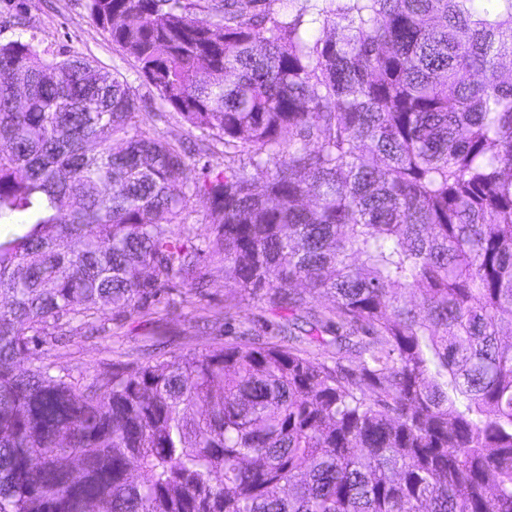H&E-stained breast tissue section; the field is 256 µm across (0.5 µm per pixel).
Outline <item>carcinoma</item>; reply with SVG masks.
I'll list each match as a JSON object with an SVG mask.
<instances>
[{
	"instance_id": "obj_1",
	"label": "carcinoma",
	"mask_w": 512,
	"mask_h": 512,
	"mask_svg": "<svg viewBox=\"0 0 512 512\" xmlns=\"http://www.w3.org/2000/svg\"><path fill=\"white\" fill-rule=\"evenodd\" d=\"M320 2L88 0L224 144L192 183L120 74L0 42V512H512V0ZM217 261L276 335L21 367Z\"/></svg>"
}]
</instances>
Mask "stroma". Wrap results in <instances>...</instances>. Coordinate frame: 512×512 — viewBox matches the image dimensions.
<instances>
[{
  "label": "stroma",
  "instance_id": "obj_1",
  "mask_svg": "<svg viewBox=\"0 0 512 512\" xmlns=\"http://www.w3.org/2000/svg\"><path fill=\"white\" fill-rule=\"evenodd\" d=\"M10 0H0V41L36 34L43 47L51 51L66 49L102 67L120 73L138 85L144 96L142 112H155L160 101L141 78L132 61L113 45L109 35L91 19L86 0H29L21 22L10 19ZM224 267L213 264L211 284L198 291L176 284L164 295L159 307L115 321V309L105 307L106 330L97 336L75 331L60 348L36 352L24 360V367L54 363L72 374L108 373L118 362H130L144 353L169 355L180 350H204L214 344L212 327L223 325L225 313H232L236 323L264 333L279 323V315L268 305L244 294L230 293L224 286Z\"/></svg>",
  "mask_w": 512,
  "mask_h": 512
}]
</instances>
